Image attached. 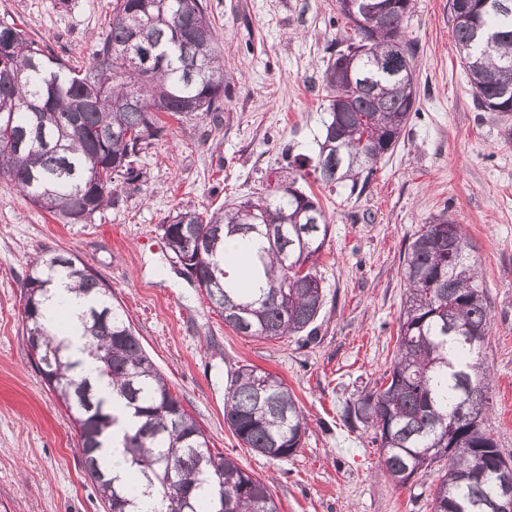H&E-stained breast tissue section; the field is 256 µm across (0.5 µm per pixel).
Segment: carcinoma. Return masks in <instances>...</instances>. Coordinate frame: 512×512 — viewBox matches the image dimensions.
<instances>
[{
	"label": "carcinoma",
	"mask_w": 512,
	"mask_h": 512,
	"mask_svg": "<svg viewBox=\"0 0 512 512\" xmlns=\"http://www.w3.org/2000/svg\"><path fill=\"white\" fill-rule=\"evenodd\" d=\"M336 0L353 31L330 53L323 83L329 115L316 159L293 161L277 196H252L223 212L183 208L161 228L168 249L189 259L198 286L234 332L282 339L317 333L324 305L317 262L330 224L318 199L296 187L311 166L315 181L350 191L366 186L379 158L394 150L416 108V48L405 38L413 0H356V16ZM449 0L460 61L483 112H512V0ZM405 72H387L392 54ZM224 66L201 0H112L109 31L83 68L49 55L26 31L0 25V173L32 204L64 224L88 223L113 201L114 183L134 182L149 141L165 136L159 114L220 109ZM460 251L448 253V232ZM257 237L254 268L265 285L230 277L224 240ZM97 301L81 317L86 351L122 401H107L82 377L65 341L45 325L52 274ZM406 300L397 350L379 386L346 405L343 421L373 432L385 475L397 485L448 459L432 497L433 512H484L506 462L484 422L491 411L482 353L490 328L479 262L460 225L444 213L425 224L404 257ZM23 321L28 350L46 362L44 382L70 412L87 477L104 512H141L139 496L158 498L155 512H279L263 481L209 440L146 354L108 286L72 253L35 262L26 281ZM481 332L482 344L466 334ZM481 388L470 390L468 382ZM224 421L247 447L271 460L295 454L306 417L279 376L244 364L233 373ZM121 430L123 468L101 452Z\"/></svg>",
	"instance_id": "cac0c4a2"
}]
</instances>
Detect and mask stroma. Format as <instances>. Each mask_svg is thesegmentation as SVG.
Returning <instances> with one entry per match:
<instances>
[{
  "instance_id": "stroma-1",
  "label": "stroma",
  "mask_w": 512,
  "mask_h": 512,
  "mask_svg": "<svg viewBox=\"0 0 512 512\" xmlns=\"http://www.w3.org/2000/svg\"><path fill=\"white\" fill-rule=\"evenodd\" d=\"M203 2L230 93L220 111L166 118L167 136L142 152L139 180L118 184L114 204L91 223L63 224L0 175V512H103L70 415L28 356L22 320L33 264L62 251L110 285L211 447L266 482L280 512H432L438 467L396 485L370 431L348 429L341 415L389 370L403 253L423 224L446 213L480 260L491 311L485 426L512 460V116L474 105L448 0H415L405 35L417 46L418 112L394 152L363 191L299 184L331 222L316 336L238 335L173 262L161 226L182 207L211 212L269 191L289 156L315 155L328 115L322 75L339 32L334 0ZM111 10L112 0H0V24H17L80 65L105 36ZM245 364L282 378L306 415L302 445L288 458L247 448L224 421V395Z\"/></svg>"
}]
</instances>
